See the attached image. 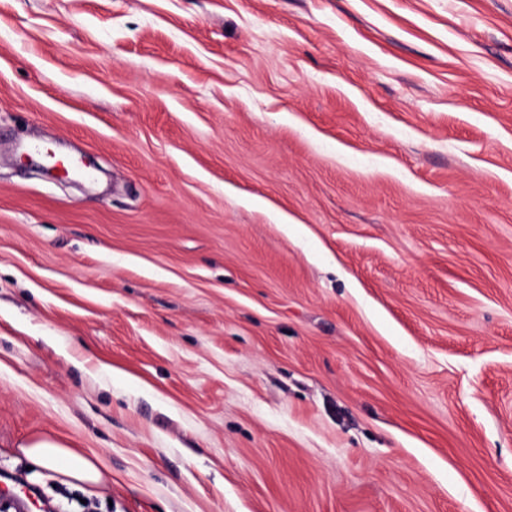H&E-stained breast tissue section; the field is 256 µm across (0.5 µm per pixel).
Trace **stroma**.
<instances>
[{
    "instance_id": "1",
    "label": "stroma",
    "mask_w": 512,
    "mask_h": 512,
    "mask_svg": "<svg viewBox=\"0 0 512 512\" xmlns=\"http://www.w3.org/2000/svg\"><path fill=\"white\" fill-rule=\"evenodd\" d=\"M2 470L512 512V0H0ZM35 465L52 469L65 477L84 484H96L103 475L97 465L60 441L40 436L21 447Z\"/></svg>"
}]
</instances>
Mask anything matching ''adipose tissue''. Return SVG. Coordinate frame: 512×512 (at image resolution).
Listing matches in <instances>:
<instances>
[{"mask_svg":"<svg viewBox=\"0 0 512 512\" xmlns=\"http://www.w3.org/2000/svg\"><path fill=\"white\" fill-rule=\"evenodd\" d=\"M22 451L35 465L54 470L77 482L95 484L102 479L101 471L92 460L54 438L40 436L32 439L23 446Z\"/></svg>","mask_w":512,"mask_h":512,"instance_id":"ef3b65f1","label":"adipose tissue"}]
</instances>
